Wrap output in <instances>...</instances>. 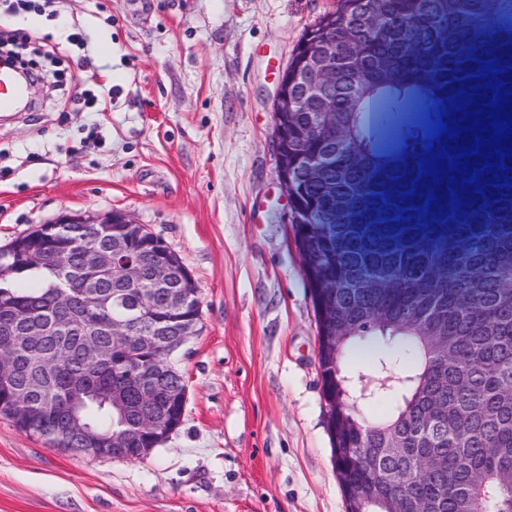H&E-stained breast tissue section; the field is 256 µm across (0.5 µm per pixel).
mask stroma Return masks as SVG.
Masks as SVG:
<instances>
[{"mask_svg":"<svg viewBox=\"0 0 512 512\" xmlns=\"http://www.w3.org/2000/svg\"><path fill=\"white\" fill-rule=\"evenodd\" d=\"M331 0H57L0 11L43 91L0 121V245L63 213L120 211L203 300L178 354L182 425L144 459L77 454L0 417V512H346L310 287L273 152V102ZM85 33L71 42L72 27ZM111 90L102 111L79 97Z\"/></svg>","mask_w":512,"mask_h":512,"instance_id":"stroma-1","label":"stroma"}]
</instances>
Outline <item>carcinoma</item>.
I'll use <instances>...</instances> for the list:
<instances>
[{
	"instance_id": "obj_1",
	"label": "carcinoma",
	"mask_w": 512,
	"mask_h": 512,
	"mask_svg": "<svg viewBox=\"0 0 512 512\" xmlns=\"http://www.w3.org/2000/svg\"><path fill=\"white\" fill-rule=\"evenodd\" d=\"M328 20L333 78L319 100L288 83L299 104L283 133L288 161L298 160L288 206L303 220L293 225L303 267L343 327L338 363L353 343L381 346L376 368L386 383L363 401L388 409L368 418L350 404L340 418L342 464L369 486L371 512H399L404 498L421 500L427 512H512V185H504L512 157L497 178L484 170L482 194L441 167L427 210L408 195L428 194L433 182L418 175V163L432 158L425 135L439 103L451 113L452 100L486 83L480 68L496 61L512 92V0H333L304 32L288 74ZM314 160L323 163L321 177L309 181L303 164ZM450 186L464 205L452 206ZM116 228L129 254L148 261L138 252L142 225ZM109 242L96 227L41 224L0 247V302L14 305L11 316L0 311V336L28 326L43 332L36 344L8 351L17 370L0 383V415L81 453L84 445L65 432L74 410L137 457L145 442L139 415L184 411L165 393L176 375L154 360L202 300L175 315L152 347L139 336L112 344L111 320L134 316L137 295L154 289L147 281L119 288L118 273L86 269L87 252ZM60 313L75 318L73 329L55 328ZM90 340L98 344L93 358L85 354ZM151 383L158 395L145 402L140 390ZM114 387L129 405L122 420L105 402ZM19 391L28 396L26 420L10 412Z\"/></svg>"
}]
</instances>
